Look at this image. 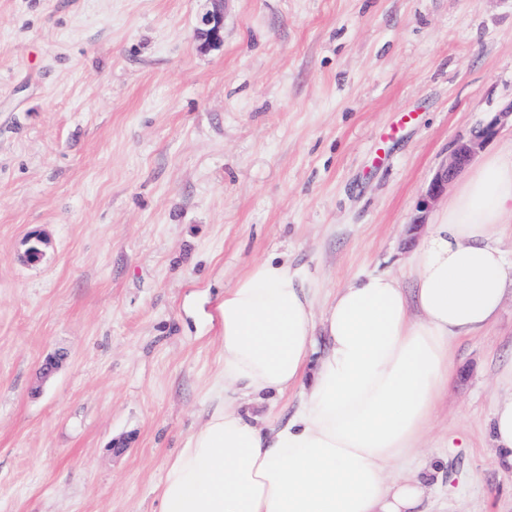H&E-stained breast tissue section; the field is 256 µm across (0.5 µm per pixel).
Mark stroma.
Segmentation results:
<instances>
[{"mask_svg": "<svg viewBox=\"0 0 512 512\" xmlns=\"http://www.w3.org/2000/svg\"><path fill=\"white\" fill-rule=\"evenodd\" d=\"M212 8L0 0V512H158L217 298L272 253L320 307L364 270L410 286L430 181L512 103V0H224L207 46ZM452 362L411 469L430 512H512L511 297ZM491 423L495 448L506 452L512 463V394L498 400Z\"/></svg>", "mask_w": 512, "mask_h": 512, "instance_id": "stroma-1", "label": "stroma"}]
</instances>
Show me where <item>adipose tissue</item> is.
<instances>
[{
	"instance_id": "1",
	"label": "adipose tissue",
	"mask_w": 512,
	"mask_h": 512,
	"mask_svg": "<svg viewBox=\"0 0 512 512\" xmlns=\"http://www.w3.org/2000/svg\"><path fill=\"white\" fill-rule=\"evenodd\" d=\"M512 152L458 182L409 264L351 277L323 311L306 271L271 256L214 304L229 390L168 462L158 512H421L425 482L402 473L452 380L450 344L497 319L512 265ZM327 350L309 369L316 333ZM299 389L287 422L260 426L243 399Z\"/></svg>"
}]
</instances>
